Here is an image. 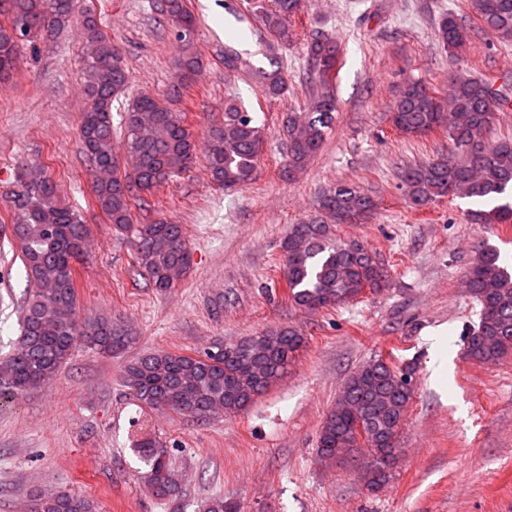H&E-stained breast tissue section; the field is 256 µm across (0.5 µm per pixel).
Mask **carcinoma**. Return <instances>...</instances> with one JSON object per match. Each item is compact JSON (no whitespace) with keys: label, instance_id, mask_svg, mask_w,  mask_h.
I'll list each match as a JSON object with an SVG mask.
<instances>
[{"label":"carcinoma","instance_id":"carcinoma-1","mask_svg":"<svg viewBox=\"0 0 512 512\" xmlns=\"http://www.w3.org/2000/svg\"><path fill=\"white\" fill-rule=\"evenodd\" d=\"M480 20V31L512 39V0H469ZM303 0H276L263 12L265 30L282 44L291 32L288 19L301 12ZM8 25H0V78L13 72L20 48L45 42L63 25L74 23L86 44L94 46L83 57L87 103L81 114L79 142L89 170L98 164L112 167V180L92 183L94 200L112 224L134 244L133 260L146 272L153 288L167 291L177 284L171 273L185 275L192 254L182 225L132 213L135 192L150 193L192 167L199 144L180 112L144 91L121 101L128 83L120 49L100 28L95 15L80 0H0ZM161 12L184 43L181 80L170 94L180 96L183 80L200 68L191 37L195 16L184 0H163ZM469 31L453 11L442 15L437 37L452 56L465 44ZM335 37L317 33L307 46L308 60L320 92L303 110L290 112L284 128L288 166L303 167L322 148L333 129L338 110L332 90L342 58ZM224 69L249 72L269 97L288 92V81L276 63L255 68L239 53L224 49ZM419 80L404 83L392 110V124L408 135L447 132L461 153L457 160H432L408 166L402 185L409 204L422 207L449 194L483 204L469 212L473 224H512V140L485 145L483 131L497 113L512 105L508 98L482 80L455 78L445 93ZM121 113V132L112 128V111ZM264 129L236 96L224 99V122L211 127L204 143L212 181L225 189L245 188L256 170ZM12 224L9 236L18 244L33 291L21 313L16 348L0 360V398H14L51 380L68 362L77 343L105 356L119 357L137 340L122 321L97 317L78 321L74 313L75 262L87 253V229L79 210L66 204L50 176L25 183L17 180L5 198ZM377 207L363 188L347 182L323 193L317 215L289 226L282 242V278L291 304L303 311L335 308L359 299L366 291L387 287L389 274L377 254L359 241L335 237L330 223L355 224ZM468 292L481 306L480 319L468 333L466 355L472 361L498 363L512 358V270L500 251L485 242L477 245L467 275ZM305 343L293 327H277L196 356L154 351L125 361L122 381L144 407L206 419L217 411L235 415L261 396L268 386L265 371L288 372ZM411 372L377 357L345 381L335 406L319 432L317 453L336 459V449H364L363 463L376 470L377 481L388 483L393 470L386 459L401 452L403 419L413 400ZM134 451L143 460V483L155 496L175 499L178 487L168 484L172 462L157 440L145 438ZM32 512H98L90 498L60 491L38 495ZM203 512H240L221 497L207 501Z\"/></svg>","mask_w":512,"mask_h":512}]
</instances>
